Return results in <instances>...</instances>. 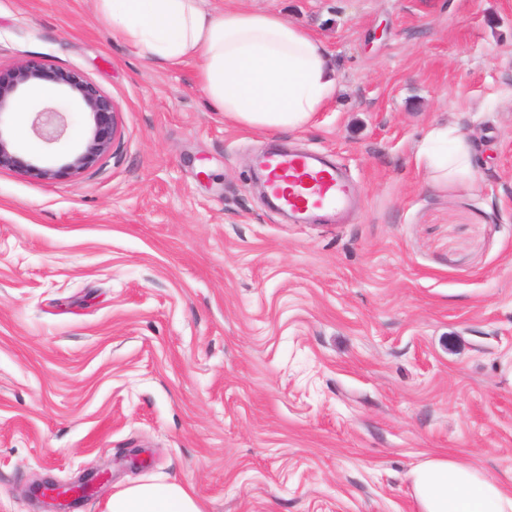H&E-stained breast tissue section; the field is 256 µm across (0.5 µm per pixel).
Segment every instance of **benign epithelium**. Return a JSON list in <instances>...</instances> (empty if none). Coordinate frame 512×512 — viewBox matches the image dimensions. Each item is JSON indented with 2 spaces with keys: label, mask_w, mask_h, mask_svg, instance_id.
I'll use <instances>...</instances> for the list:
<instances>
[{
  "label": "benign epithelium",
  "mask_w": 512,
  "mask_h": 512,
  "mask_svg": "<svg viewBox=\"0 0 512 512\" xmlns=\"http://www.w3.org/2000/svg\"><path fill=\"white\" fill-rule=\"evenodd\" d=\"M32 80L62 87L90 114L93 121L90 136L83 147L59 166L42 165L34 159L19 156L1 129L10 106L19 102L22 90ZM116 115L112 99L77 69L57 68L30 59L9 70L0 71V171L20 172L45 182L77 175L96 165L110 152L118 133ZM30 129L44 143H58L67 131L66 116L55 107H43L33 112ZM111 481L112 474L107 470L83 474L67 483L43 477L32 482L29 493L40 500L46 512H70L90 496L93 489L100 490Z\"/></svg>",
  "instance_id": "7a95c632"
}]
</instances>
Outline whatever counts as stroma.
I'll list each match as a JSON object with an SVG mask.
<instances>
[{"label": "stroma", "instance_id": "stroma-1", "mask_svg": "<svg viewBox=\"0 0 512 512\" xmlns=\"http://www.w3.org/2000/svg\"><path fill=\"white\" fill-rule=\"evenodd\" d=\"M217 2L326 45L312 124L226 120L195 63L155 67L92 0H0V68L78 69L118 111L94 167L0 172V512L106 469L76 512L149 479L203 512H417L407 474L439 453L512 488V0ZM45 103L65 138L13 145L56 166L90 119ZM444 123L485 143L478 191L417 168ZM276 147L329 155L356 212L273 209L253 164Z\"/></svg>", "mask_w": 512, "mask_h": 512}]
</instances>
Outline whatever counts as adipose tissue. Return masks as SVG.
<instances>
[{"label":"adipose tissue","mask_w":512,"mask_h":512,"mask_svg":"<svg viewBox=\"0 0 512 512\" xmlns=\"http://www.w3.org/2000/svg\"><path fill=\"white\" fill-rule=\"evenodd\" d=\"M115 36L158 67L192 61L197 80L225 117L268 131L304 129L337 92L329 52L276 13L204 5L203 0H93ZM476 143L450 124L431 127L416 159L436 183L478 190ZM418 512H512V489L474 464L431 457L409 473ZM104 512H203L176 482L119 489Z\"/></svg>","instance_id":"obj_1"}]
</instances>
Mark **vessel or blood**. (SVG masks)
I'll use <instances>...</instances> for the list:
<instances>
[{
    "instance_id": "1",
    "label": "vessel or blood",
    "mask_w": 512,
    "mask_h": 512,
    "mask_svg": "<svg viewBox=\"0 0 512 512\" xmlns=\"http://www.w3.org/2000/svg\"><path fill=\"white\" fill-rule=\"evenodd\" d=\"M273 197L282 209L308 215L349 207L351 189L343 172L310 154H275L265 160Z\"/></svg>"
}]
</instances>
